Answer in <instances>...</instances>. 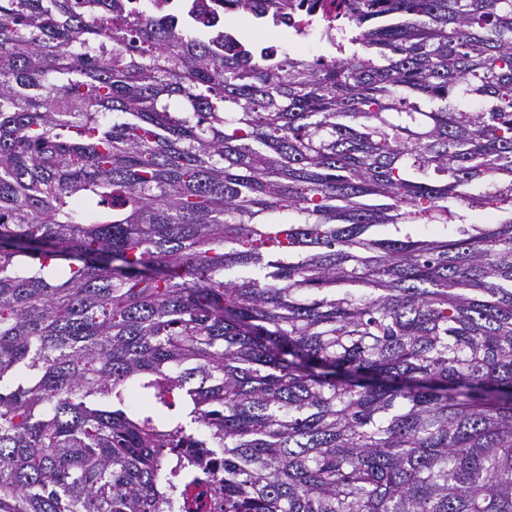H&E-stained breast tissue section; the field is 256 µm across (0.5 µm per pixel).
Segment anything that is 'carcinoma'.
<instances>
[{
	"label": "carcinoma",
	"instance_id": "1",
	"mask_svg": "<svg viewBox=\"0 0 512 512\" xmlns=\"http://www.w3.org/2000/svg\"><path fill=\"white\" fill-rule=\"evenodd\" d=\"M262 2L0 0V512H512V0ZM126 8L135 6L150 16H187L200 27L224 34V5L215 0H119ZM249 33L252 35V37L257 38L260 42L281 46V50L289 48L290 51L295 52V48L298 50L299 44H305L307 47L305 55L308 58H313L326 52V47L324 45L315 42L311 44L307 39H299L294 37L293 39L290 38L289 40L288 32H276L277 36H274L265 30L256 33L254 29H249Z\"/></svg>",
	"mask_w": 512,
	"mask_h": 512
}]
</instances>
